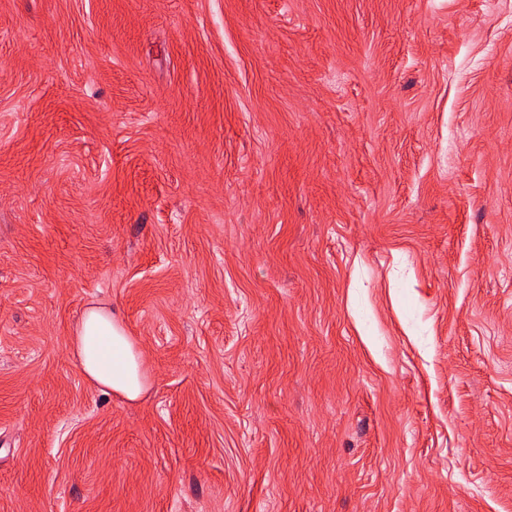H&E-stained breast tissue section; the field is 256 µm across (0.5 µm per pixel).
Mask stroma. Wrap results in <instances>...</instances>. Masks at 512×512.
<instances>
[{"mask_svg": "<svg viewBox=\"0 0 512 512\" xmlns=\"http://www.w3.org/2000/svg\"><path fill=\"white\" fill-rule=\"evenodd\" d=\"M0 512H512V0H0ZM106 344L108 353L98 346ZM74 357L86 377L127 399H137L145 388L139 353L125 326L112 310L90 307L74 339Z\"/></svg>", "mask_w": 512, "mask_h": 512, "instance_id": "stroma-1", "label": "stroma"}]
</instances>
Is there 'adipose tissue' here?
<instances>
[{
	"label": "adipose tissue",
	"mask_w": 512,
	"mask_h": 512,
	"mask_svg": "<svg viewBox=\"0 0 512 512\" xmlns=\"http://www.w3.org/2000/svg\"><path fill=\"white\" fill-rule=\"evenodd\" d=\"M74 356L86 377L127 399H137L145 378L136 346L111 310L85 311L74 339Z\"/></svg>",
	"instance_id": "obj_1"
}]
</instances>
